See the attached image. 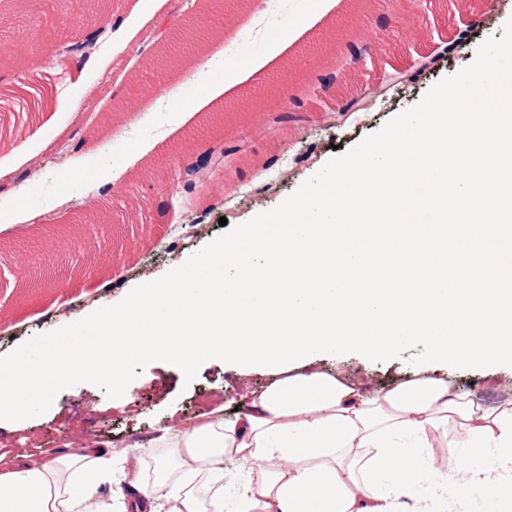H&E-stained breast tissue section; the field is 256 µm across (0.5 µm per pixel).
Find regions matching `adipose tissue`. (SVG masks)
Wrapping results in <instances>:
<instances>
[{
	"label": "adipose tissue",
	"instance_id": "obj_1",
	"mask_svg": "<svg viewBox=\"0 0 512 512\" xmlns=\"http://www.w3.org/2000/svg\"><path fill=\"white\" fill-rule=\"evenodd\" d=\"M177 421L152 442L154 471L132 466L134 498H104L126 450L81 444L66 456H0V512H224V460L247 477L235 512H464L480 494L489 512H512V405L452 394L424 376L372 392L306 365L262 392ZM468 428V451L424 466L431 432ZM482 465H474V458Z\"/></svg>",
	"mask_w": 512,
	"mask_h": 512
}]
</instances>
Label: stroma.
Here are the masks:
<instances>
[{"mask_svg": "<svg viewBox=\"0 0 512 512\" xmlns=\"http://www.w3.org/2000/svg\"><path fill=\"white\" fill-rule=\"evenodd\" d=\"M82 9L43 0L57 27L94 26L104 22L109 37L84 60H61L53 41L30 37L29 17L12 4L0 7V97L14 103L37 90L35 105L23 114L0 112V163L16 161L19 179L0 180V355L39 334L76 322L106 303L121 302L148 277H162L176 261L188 258L224 234L280 205L318 173L335 152H346L376 132L399 112L418 103L441 79L454 75L475 58L489 37H502L512 20V0L489 8L486 0H405L389 8L368 0L363 9L342 0L313 26H304L309 0H281L263 26H256L252 0H238L229 22L199 50L203 63L185 58L161 86H147L141 108H121L118 93L144 75L159 35L142 23L156 13L171 20L200 14L204 0H138L137 8L115 5L102 14L97 0H82ZM371 44L374 55L353 62L354 48ZM426 67H419L420 58ZM398 70L410 78L389 89L386 97L369 96L363 110L337 120L334 104L341 95L368 93ZM223 120L198 142L187 139L200 115L182 112L178 103L194 101L218 82ZM258 132L229 160L227 173L213 177L202 193H185L170 183L169 156L193 166L207 148L234 143L243 128ZM84 138L74 147L73 131ZM166 142L169 156L155 146ZM274 163L283 177L252 197L241 198L242 186L260 168ZM94 170L91 183L73 182L72 197L59 236L85 235L95 228L96 263L72 258V272L59 283L18 288L14 282L23 260L40 255L47 233L35 216L56 213L63 174ZM41 189L20 203L25 179ZM196 216L205 229L174 239L173 228ZM227 226H220V219ZM330 374L366 375L378 390L433 372L451 392L479 396L490 405L512 397V368L493 371L459 369L441 363L414 366L400 359L378 363L351 353L324 358ZM277 369H239L223 361H205L196 378L185 382L177 366L155 361L132 381L126 394L108 398L100 387L80 383L60 391L43 415L0 428V455L63 456L74 437H88L100 448L129 447L130 458L152 459L149 443L176 420L197 419L203 395L221 399L232 417L241 383L258 389L280 379Z\"/></svg>", "mask_w": 512, "mask_h": 512, "instance_id": "obj_1", "label": "stroma"}]
</instances>
